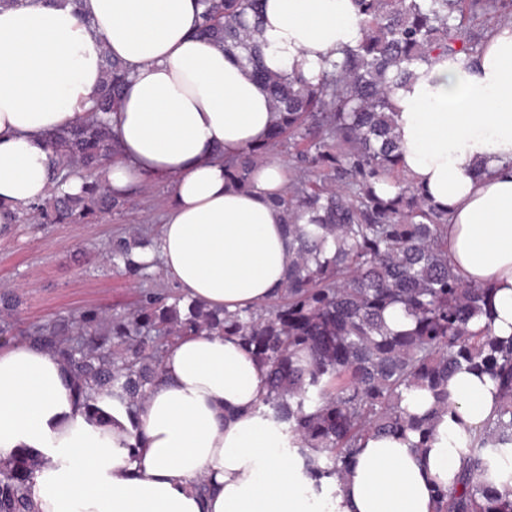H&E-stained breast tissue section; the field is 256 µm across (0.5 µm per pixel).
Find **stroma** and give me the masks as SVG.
<instances>
[{
    "label": "stroma",
    "instance_id": "35a3bbf8",
    "mask_svg": "<svg viewBox=\"0 0 512 512\" xmlns=\"http://www.w3.org/2000/svg\"><path fill=\"white\" fill-rule=\"evenodd\" d=\"M124 208L60 224L43 223L38 213L0 230V293L15 290L22 303L13 314L27 329L95 308L106 314H131L145 294L177 298L179 289L159 267L139 274L103 261L117 238L134 235L155 240L168 200L165 184L135 187Z\"/></svg>",
    "mask_w": 512,
    "mask_h": 512
}]
</instances>
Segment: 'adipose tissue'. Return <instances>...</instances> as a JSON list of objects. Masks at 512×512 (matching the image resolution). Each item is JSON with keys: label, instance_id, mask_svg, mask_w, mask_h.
Here are the masks:
<instances>
[{"label": "adipose tissue", "instance_id": "obj_1", "mask_svg": "<svg viewBox=\"0 0 512 512\" xmlns=\"http://www.w3.org/2000/svg\"><path fill=\"white\" fill-rule=\"evenodd\" d=\"M198 0H26L0 7V227L46 197L58 157L48 133L86 117L106 58L130 84L110 116L119 154L105 183H165L154 250L188 300L235 312L274 297L297 241L273 199L286 172L271 160L247 188L225 159L264 142L278 114L240 57L197 35ZM363 35L354 0H265L262 64L319 77ZM407 176L448 213V258L493 292L496 335L512 334V22L472 59L437 57L391 93ZM163 376L136 414L105 406L88 423L52 353L0 348V459L36 452L38 512H434L460 445L499 407L493 380L448 379L434 436L366 438L335 490L315 491L259 414L265 370L236 339L200 333L170 344ZM205 478L209 491L194 484Z\"/></svg>", "mask_w": 512, "mask_h": 512}]
</instances>
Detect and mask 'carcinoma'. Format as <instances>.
<instances>
[{
    "mask_svg": "<svg viewBox=\"0 0 512 512\" xmlns=\"http://www.w3.org/2000/svg\"><path fill=\"white\" fill-rule=\"evenodd\" d=\"M199 2L200 35L242 55L279 112L266 144L224 160L227 179L245 187L266 152L284 145L296 150L307 139L314 148L310 156L299 152V174L275 199L298 242L280 293L222 315L193 303L182 312L148 294L127 320L87 309L75 321L20 333L8 320L17 299L4 293L0 340L34 341L54 352L69 370L81 414L93 422L104 400L136 405L159 381L156 337L170 342L207 331L235 338L266 369L262 416L288 425L317 491L321 479L342 477L370 433H412L413 447H428V419L402 408V393L424 390L434 408L445 411L448 377L466 367L495 382L500 405L496 420L466 444L453 483L437 488V512H512V498L489 480L512 450V336H496L488 326L472 329L475 318H491L490 292L456 273L448 259L447 213L400 168L389 98L390 84L405 83L438 56L477 55L486 39L485 29L476 28L478 16L494 11L509 19L512 0H354L364 37L316 82L302 72L284 78L260 65L261 0ZM126 83L123 65L106 57L89 117L48 135L59 170L72 163L100 169L117 153L107 115ZM387 181L396 191L385 199L376 185ZM126 203L87 182L78 194L56 196L42 218L60 223ZM136 244L120 238L109 246L130 274L147 268L133 259ZM394 306L411 318L410 329L386 326L384 312ZM312 448L324 451L322 465H311ZM39 467L26 452L0 460V512H35Z\"/></svg>",
    "mask_w": 512,
    "mask_h": 512,
    "instance_id": "cac0c4a2",
    "label": "carcinoma"
}]
</instances>
